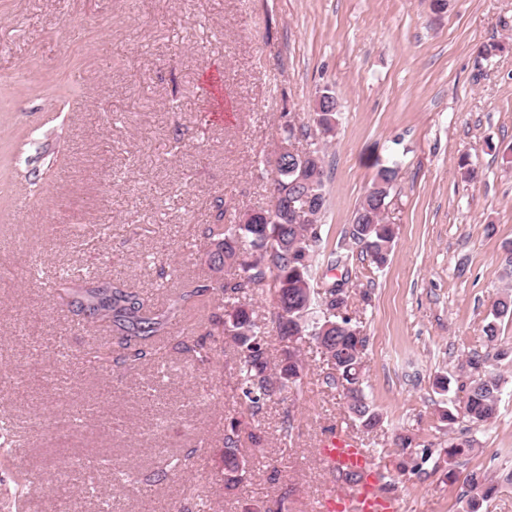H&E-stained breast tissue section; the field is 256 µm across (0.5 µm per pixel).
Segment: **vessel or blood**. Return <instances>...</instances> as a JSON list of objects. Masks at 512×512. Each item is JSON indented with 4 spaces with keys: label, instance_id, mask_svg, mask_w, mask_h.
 Returning a JSON list of instances; mask_svg holds the SVG:
<instances>
[{
    "label": "vessel or blood",
    "instance_id": "1",
    "mask_svg": "<svg viewBox=\"0 0 512 512\" xmlns=\"http://www.w3.org/2000/svg\"><path fill=\"white\" fill-rule=\"evenodd\" d=\"M320 455L332 472L358 476L350 488L329 493L320 505L321 512H397L380 469L352 437L336 433L323 442Z\"/></svg>",
    "mask_w": 512,
    "mask_h": 512
}]
</instances>
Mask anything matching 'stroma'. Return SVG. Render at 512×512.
I'll return each instance as SVG.
<instances>
[{
	"label": "stroma",
	"mask_w": 512,
	"mask_h": 512,
	"mask_svg": "<svg viewBox=\"0 0 512 512\" xmlns=\"http://www.w3.org/2000/svg\"><path fill=\"white\" fill-rule=\"evenodd\" d=\"M491 54H483L485 46ZM340 104L322 142V252H348L351 292L368 345L364 387L383 424L365 433L315 342L266 333L271 364L297 349L300 389L248 415L231 342L197 367L177 336L136 369L83 356L110 333L69 311L60 269L121 274L163 299L209 276L199 236L216 199L225 222L267 207L285 121L312 126L321 92ZM512 0H0V420L25 456L12 472L38 480L27 512H257L287 497L315 512L334 477L322 440L341 430L370 449L399 512H462V483L431 457L399 472L397 435L438 449L469 433L460 473L512 471V365H488L509 387L484 427L440 418L432 381L461 385V364L490 347L483 327L512 283ZM398 178L386 200L397 229L382 267L350 238L380 166ZM110 234H102L103 225ZM152 406H145L144 395ZM80 423H71L76 412ZM239 419L244 481L224 485V436ZM293 428L283 433V420ZM190 455L162 475L161 457ZM109 455L122 480L96 490L64 460Z\"/></svg>",
	"instance_id": "stroma-1"
}]
</instances>
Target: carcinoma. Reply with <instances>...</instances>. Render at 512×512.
<instances>
[{"label":"carcinoma","mask_w":512,"mask_h":512,"mask_svg":"<svg viewBox=\"0 0 512 512\" xmlns=\"http://www.w3.org/2000/svg\"><path fill=\"white\" fill-rule=\"evenodd\" d=\"M337 100L327 94L316 103V123L321 132L333 130L338 120ZM272 189L267 208L254 212L253 221L224 223V199L217 200L214 220L202 225L201 238L207 242L206 264L214 272L227 265L235 266V277L213 286L209 278L169 291L166 307H156L139 291L128 287L118 277H60L65 289L60 297L69 300L76 312L88 323L112 326L113 339L124 350L123 363L136 368L153 355L155 340L169 334L178 313L199 307L219 289L224 297V314L210 313L208 324L181 331L182 351L199 366L211 361L212 348L204 337H215L214 328L223 326L222 334L237 348L241 366L238 385L243 403L251 416H258L274 389L286 390L301 385L303 363L297 355L286 352L276 372H271L264 332L254 312L242 301L253 290L266 289L273 301V322L278 336L288 341L312 338L322 355L332 364L324 384L339 390L348 399L350 412L366 430L382 425V417L373 407L362 387L363 355L368 338L359 322L349 314L351 293L347 288L352 277L348 256L332 251L325 257L326 272L315 268L322 242V225L316 218L325 205L321 151L308 149L288 155V162L273 170ZM398 177L389 166L378 170L371 188L359 204L351 229V238L361 252L376 266L384 265L395 241L394 225L384 222L386 199ZM341 277H328L331 271ZM512 316V294L502 293L496 299L490 318L484 326L494 352L470 353L465 360L468 382L460 386L465 392L463 405L448 400L441 419L452 424L463 416L475 426L497 418L505 379L486 373V364L512 359V346L498 345V323ZM240 421L230 422L224 436V482L227 487L242 483L246 461L240 455ZM416 437H399L402 460L399 469L413 473L422 471L432 457L429 448L417 454ZM473 450V439L451 437L441 453L450 460L465 457ZM470 498L464 512H481L499 488L512 485V471L504 477H491L474 470L464 477ZM36 490L31 477H10L0 494V512H15V502Z\"/></svg>","instance_id":"obj_1"}]
</instances>
